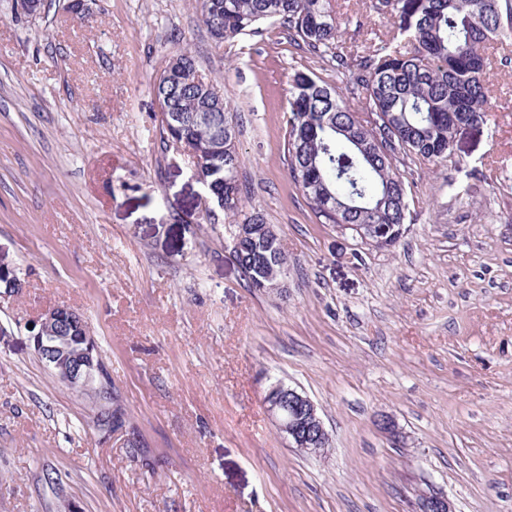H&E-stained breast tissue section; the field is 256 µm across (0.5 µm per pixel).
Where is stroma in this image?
Returning a JSON list of instances; mask_svg holds the SVG:
<instances>
[{"mask_svg": "<svg viewBox=\"0 0 512 512\" xmlns=\"http://www.w3.org/2000/svg\"><path fill=\"white\" fill-rule=\"evenodd\" d=\"M332 6L345 51L395 36L370 0ZM182 49L230 98L286 293L249 285L193 154L160 135L153 85ZM298 71L366 115L279 25L216 43L200 0H0V512H512V71L490 72L461 166L398 157L390 249L319 223L291 181ZM57 305L86 318L142 448L102 439L35 354L24 324ZM278 380L315 403L323 456L268 416Z\"/></svg>", "mask_w": 512, "mask_h": 512, "instance_id": "1", "label": "stroma"}]
</instances>
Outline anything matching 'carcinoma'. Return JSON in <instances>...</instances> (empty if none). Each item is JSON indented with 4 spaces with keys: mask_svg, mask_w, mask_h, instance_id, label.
Listing matches in <instances>:
<instances>
[{
    "mask_svg": "<svg viewBox=\"0 0 512 512\" xmlns=\"http://www.w3.org/2000/svg\"><path fill=\"white\" fill-rule=\"evenodd\" d=\"M371 9L388 16L404 42L350 54L336 50L343 31L330 0H201L202 22L216 42L278 23L289 42L351 74L371 119L359 120L335 86L298 72L291 81L284 153L293 184L320 223L356 225L355 237L383 249L402 237L408 211L397 157L458 165V132L486 121L488 70H512L511 55H490L487 46L512 36V0H371ZM166 67L199 70L187 50ZM154 92L161 136L178 139L202 160L197 175L211 194L224 197V215L243 216L251 229L234 259L252 287L272 288V282L253 277H263L274 260L286 263L288 256L279 242L263 237L262 213L243 212L237 125L227 111L193 122L207 100L224 97L220 87L206 77L176 81L163 72ZM170 109L187 126L164 118ZM240 224L229 225L231 235Z\"/></svg>",
    "mask_w": 512,
    "mask_h": 512,
    "instance_id": "obj_1",
    "label": "carcinoma"
}]
</instances>
